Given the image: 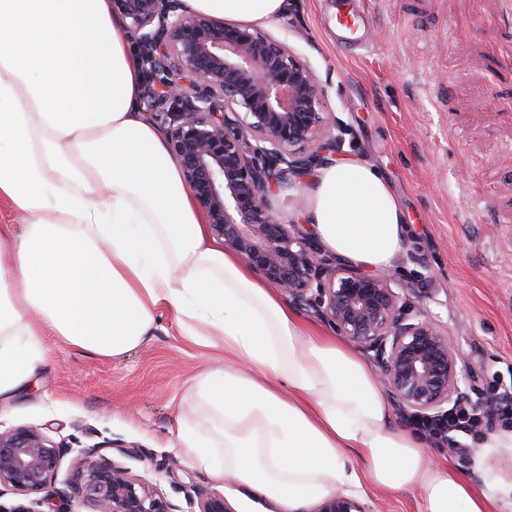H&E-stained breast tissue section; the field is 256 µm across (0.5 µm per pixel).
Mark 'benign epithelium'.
<instances>
[{
  "mask_svg": "<svg viewBox=\"0 0 512 512\" xmlns=\"http://www.w3.org/2000/svg\"><path fill=\"white\" fill-rule=\"evenodd\" d=\"M133 43L157 54L143 101L162 109L168 147L214 235L267 283L313 309L338 335L374 353L377 376L396 402L423 418L462 396L459 355L434 320L406 313L387 274L340 267L300 225L270 205L274 190L303 182L340 151L327 125L325 89L312 69L258 28L196 12L185 0H112ZM71 449L40 428L0 431V487L36 498ZM66 512H178L158 485L137 478L99 448L72 458ZM194 512H233L224 495L195 492ZM315 512H365L338 493Z\"/></svg>",
  "mask_w": 512,
  "mask_h": 512,
  "instance_id": "7a95c632",
  "label": "benign epithelium"
}]
</instances>
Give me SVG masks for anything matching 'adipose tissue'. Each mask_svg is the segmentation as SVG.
<instances>
[{"mask_svg": "<svg viewBox=\"0 0 512 512\" xmlns=\"http://www.w3.org/2000/svg\"><path fill=\"white\" fill-rule=\"evenodd\" d=\"M273 22L286 0H189ZM111 0H0V414L47 362L46 337L128 354L172 313L231 368L190 381L175 445L244 500L302 512L375 486L420 512H491L496 498L398 425L376 374L343 338L289 308L209 235L181 167L138 109L142 73ZM307 220L343 263L392 268L405 216L372 166L322 168Z\"/></svg>", "mask_w": 512, "mask_h": 512, "instance_id": "1", "label": "adipose tissue"}]
</instances>
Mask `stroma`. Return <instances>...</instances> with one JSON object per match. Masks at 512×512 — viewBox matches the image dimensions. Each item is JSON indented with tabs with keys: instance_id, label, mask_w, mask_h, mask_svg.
Returning a JSON list of instances; mask_svg holds the SVG:
<instances>
[{
	"instance_id": "obj_1",
	"label": "stroma",
	"mask_w": 512,
	"mask_h": 512,
	"mask_svg": "<svg viewBox=\"0 0 512 512\" xmlns=\"http://www.w3.org/2000/svg\"><path fill=\"white\" fill-rule=\"evenodd\" d=\"M332 0H287L264 25L305 60L337 118L341 156L379 171L408 227L389 273L410 314L431 316L460 358L470 404L512 389V15L502 0H364L369 46L347 50ZM48 362L0 417V430L41 427L73 449L133 447L123 463L157 483L179 512L186 488L224 493L230 481L198 469L174 446L193 375L222 362L169 313L136 351L103 359L48 339ZM434 448L481 489L512 488V447Z\"/></svg>"
}]
</instances>
